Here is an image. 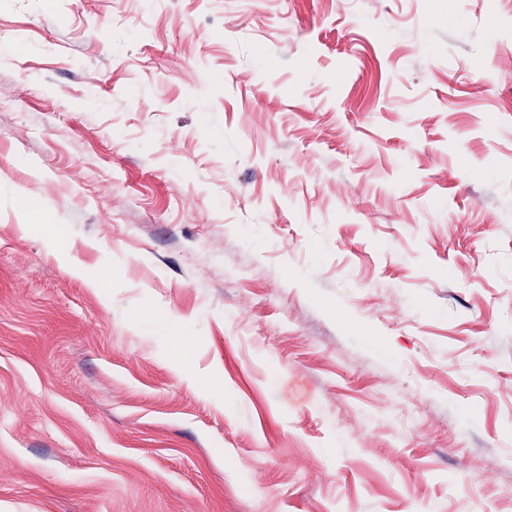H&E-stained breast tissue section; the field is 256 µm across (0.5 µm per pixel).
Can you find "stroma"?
Instances as JSON below:
<instances>
[{"label":"stroma","instance_id":"obj_1","mask_svg":"<svg viewBox=\"0 0 512 512\" xmlns=\"http://www.w3.org/2000/svg\"><path fill=\"white\" fill-rule=\"evenodd\" d=\"M0 512H512V0H0Z\"/></svg>","mask_w":512,"mask_h":512}]
</instances>
